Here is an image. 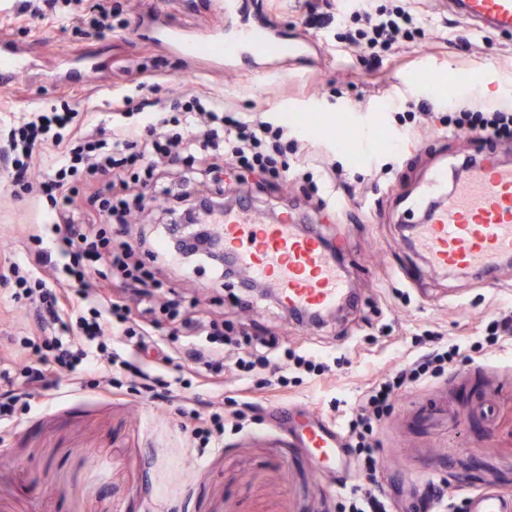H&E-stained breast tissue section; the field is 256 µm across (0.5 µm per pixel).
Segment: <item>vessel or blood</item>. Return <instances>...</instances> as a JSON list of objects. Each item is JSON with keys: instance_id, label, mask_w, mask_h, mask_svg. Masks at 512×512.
<instances>
[{"instance_id": "b4317fda", "label": "vessel or blood", "mask_w": 512, "mask_h": 512, "mask_svg": "<svg viewBox=\"0 0 512 512\" xmlns=\"http://www.w3.org/2000/svg\"><path fill=\"white\" fill-rule=\"evenodd\" d=\"M243 6L244 0H227V11L240 21L232 30L212 31L207 41H199L181 27L161 29L157 38L181 56L209 59L218 70L254 65L260 78L266 75L264 62L285 54L296 60L307 55V43L285 38L259 15H244ZM449 6L476 31L491 29L512 35V0H449ZM34 65L31 54L12 42L0 41V78L10 79ZM219 230L225 256L273 288L283 307L321 313L346 300L345 277L315 234L299 233L286 219L265 223L247 208L225 212ZM413 241L435 266L482 273L493 270L500 258L512 254V166L474 167L429 221L414 226ZM298 437L325 471L343 473L336 424L312 415L300 423ZM469 509L512 512V496L484 491L471 497Z\"/></svg>"}]
</instances>
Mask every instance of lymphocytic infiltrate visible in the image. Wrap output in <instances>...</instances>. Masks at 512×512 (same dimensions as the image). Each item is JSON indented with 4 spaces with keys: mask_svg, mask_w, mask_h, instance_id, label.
<instances>
[{
    "mask_svg": "<svg viewBox=\"0 0 512 512\" xmlns=\"http://www.w3.org/2000/svg\"><path fill=\"white\" fill-rule=\"evenodd\" d=\"M71 3L17 0L16 10L35 20L61 15L66 25L95 37L128 26L112 0H91L80 10L72 9ZM424 35L407 0L389 6L359 0L341 38L361 49L360 61L371 72L382 57L395 52L399 42L412 43ZM440 124L455 135L511 139L512 109L456 105L449 107ZM297 145L276 117L227 111L221 99L204 92L185 94L177 114L150 98L141 99L133 109L114 108L107 127L91 124L87 113L65 101L0 128V160L9 169L14 194L36 192L48 201L43 222L30 237L28 258L11 254L0 260L7 269L0 282L11 286L14 299H26L33 306L40 328L39 335L11 341L9 360L19 370L0 371V422L13 421L18 411L26 409L32 386L54 388L64 372L70 386L79 389L86 384L84 371L98 370L96 386L110 394L115 389L114 372L119 369L131 381L140 382L152 399L170 400L173 383L159 371L173 361L165 343L135 322L128 305L112 301L105 287H86L85 280L100 261H107L113 272L132 283L133 296L142 303L163 287L166 273L181 265L185 255L213 258L220 242L204 229L188 237L181 225H168L173 246H157L147 237L140 240L153 262L148 268L136 259L130 244L113 246L109 227L126 225L132 209L141 207L148 196L196 203L209 214L224 211V189L217 171L235 162L284 180L288 168L281 159ZM37 166L43 167L44 177L34 185L29 175ZM78 174L92 186L107 182L110 195L101 201L103 223L75 222L69 184ZM76 287L87 314L73 325L69 309ZM181 325L190 338L185 366L204 389L223 388L225 362L230 358L246 372L258 367L270 370L275 378L268 386L275 390L287 386L288 369L319 377L332 371L331 364L312 350L288 349L278 354L265 340L231 337L216 322L200 318H183ZM461 346V341L451 342L440 332L426 331L404 368L370 382L362 392L343 437L350 464L365 480L364 485L344 492L348 512H391V503L375 479L379 457L372 436L391 401L406 388L443 372ZM197 402L194 396L183 398L179 409L182 428L200 447H222L223 413H201Z\"/></svg>",
    "mask_w": 512,
    "mask_h": 512,
    "instance_id": "lymphocytic-infiltrate-1",
    "label": "lymphocytic infiltrate"
}]
</instances>
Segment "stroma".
Listing matches in <instances>:
<instances>
[{"label": "stroma", "instance_id": "35a3bbf8", "mask_svg": "<svg viewBox=\"0 0 512 512\" xmlns=\"http://www.w3.org/2000/svg\"><path fill=\"white\" fill-rule=\"evenodd\" d=\"M116 3L123 16L143 18L140 37L118 29L88 38L54 20L32 22L16 13L13 0H0V37L37 59L34 70L0 87V124L59 104L63 86L47 73L91 56L107 65L82 88L80 105L91 112L109 111L128 71L144 65L154 76L133 91L136 100L157 97L173 107L182 92L196 89L223 93L235 112L293 114L300 152L341 163L354 197L333 204L332 183L321 182L312 196L304 183L276 184L230 166L224 187L247 196L265 222L284 212L304 219L334 247L358 302L316 328L258 299L242 307L236 284L211 286L209 267L179 271L156 300L153 334L172 337L174 298L182 312L223 321L225 331L331 353L332 375H292L285 395L264 404L245 430L225 431L223 447L204 450L180 428L177 403L134 392L111 398L91 385L64 398L34 389L30 410L0 424V512H344L333 477L294 438L298 413L344 424L365 384L402 367L426 330L471 338L450 370L392 401L374 434L383 462L379 483L391 493L435 481L452 496L453 512H468L470 497L487 487L512 494V342L493 352L484 340L488 320L512 306V262L489 279L444 271L412 246L408 231L422 220L411 203L434 171L447 169L453 180L465 164L486 158L512 165V140L455 137L433 117L406 136L398 119L411 103L427 104L434 114L452 102L512 108V39L454 26V13L440 0H411L424 41L402 46L400 62L369 73L356 48L337 37L349 23L343 12L308 31L300 23L301 0H264L275 28L312 47L302 62L281 58L278 76L261 82L248 70L213 71L206 58L185 60L153 40L161 24L191 27L202 38L213 26L229 25L224 0ZM425 61L434 67L428 84L416 74ZM463 75L471 84L461 85ZM353 128L364 132L367 149L337 139V130ZM386 163L395 172L384 177ZM34 220L31 198L14 196L0 182V254L24 250ZM36 333L25 304L0 283V347Z\"/></svg>", "mask_w": 512, "mask_h": 512}]
</instances>
